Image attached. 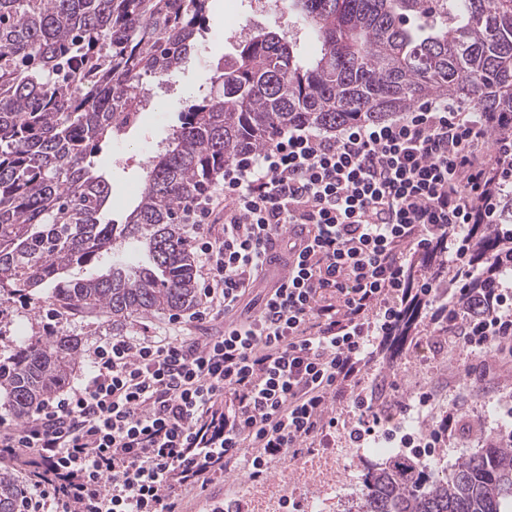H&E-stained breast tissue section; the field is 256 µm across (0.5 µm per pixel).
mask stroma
<instances>
[{
	"instance_id": "obj_1",
	"label": "stroma",
	"mask_w": 512,
	"mask_h": 512,
	"mask_svg": "<svg viewBox=\"0 0 512 512\" xmlns=\"http://www.w3.org/2000/svg\"><path fill=\"white\" fill-rule=\"evenodd\" d=\"M262 0H209L206 16L207 42L202 59H189L168 75L162 84H150L152 110L144 123L132 129L122 142L103 141L92 156L94 164L112 186V208L107 220L120 224L127 208L142 185L143 161L151 146L165 140L176 125L185 99L197 92L207 78L205 61L215 63L235 54V30L240 21L270 27L276 17L267 15ZM170 314L150 317L133 316L118 329L106 326L97 313L69 315L35 310L25 303L11 304L8 310V333L12 336L71 334L81 337L83 350H90L113 333L132 335L142 329L163 330L170 325ZM454 336L435 337L434 328L421 323L418 335L410 337L398 356L391 360L376 359L364 377L365 388L373 390L381 407L396 410L407 404L417 391L432 392L440 408L456 407L458 424L438 457L452 465L461 457L474 453L487 436L512 432V420L498 411L504 401L512 400V353L503 352L496 359L463 357ZM467 361L471 374L461 375L458 361Z\"/></svg>"
}]
</instances>
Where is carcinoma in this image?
<instances>
[{
	"instance_id": "carcinoma-1",
	"label": "carcinoma",
	"mask_w": 512,
	"mask_h": 512,
	"mask_svg": "<svg viewBox=\"0 0 512 512\" xmlns=\"http://www.w3.org/2000/svg\"><path fill=\"white\" fill-rule=\"evenodd\" d=\"M294 32L247 28L209 89L185 100L164 149L149 157L122 224L104 219L111 185L88 157L119 116L201 52L208 0H0V340L4 308L23 298L68 312L180 313L196 302L194 256L181 208L224 165L273 133L378 122L413 103L452 97L512 115V0H282ZM512 224V191L499 197ZM471 265L497 277L488 224H471ZM458 277L439 250L416 257L421 276ZM411 295L398 355L421 323ZM0 358V407L22 415L68 383L76 336L19 339ZM20 489L0 471V512H19ZM347 512H512V447L486 439L451 469L417 456L368 462Z\"/></svg>"
}]
</instances>
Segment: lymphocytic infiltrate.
Masks as SVG:
<instances>
[{"instance_id":"lymphocytic-infiltrate-1","label":"lymphocytic infiltrate","mask_w":512,"mask_h":512,"mask_svg":"<svg viewBox=\"0 0 512 512\" xmlns=\"http://www.w3.org/2000/svg\"><path fill=\"white\" fill-rule=\"evenodd\" d=\"M508 117L431 98L380 122L327 132L278 130L224 168L221 183L188 202L181 221L203 227L224 203L220 236L197 238L200 300L189 322L223 316L215 336L176 327L116 335L87 355L76 384L22 419L0 415V460H22V512H177L185 491L270 459L329 447L338 402L357 412L349 439L374 436L445 447L457 417L443 413L419 438L384 414L362 377L392 335L407 296V256L451 247L468 263L463 229L491 225L512 273V225L496 221L487 191L512 188V142L492 141ZM286 272L259 304L267 246ZM430 324L454 317L463 348L488 357L512 342V289H486L449 313L446 283L423 277Z\"/></svg>"}]
</instances>
